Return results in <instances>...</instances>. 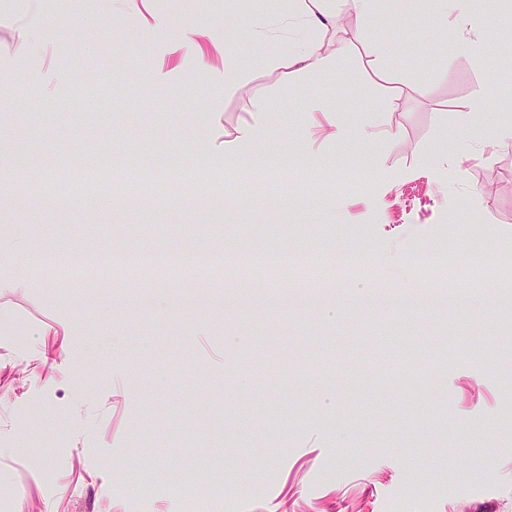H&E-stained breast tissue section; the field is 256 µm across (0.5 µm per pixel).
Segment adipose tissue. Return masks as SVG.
Returning a JSON list of instances; mask_svg holds the SVG:
<instances>
[{
  "label": "adipose tissue",
  "mask_w": 512,
  "mask_h": 512,
  "mask_svg": "<svg viewBox=\"0 0 512 512\" xmlns=\"http://www.w3.org/2000/svg\"><path fill=\"white\" fill-rule=\"evenodd\" d=\"M376 0H341L339 8H332L329 0H295L287 13L272 21L260 20L250 24L249 37L259 45L277 43L275 53L262 56L261 64L269 71L286 70L289 78L297 79L313 75H327L336 68V42L328 38V31L336 27L337 12H344L349 25H358L372 16ZM446 14L456 24V40L464 52H472L474 46L485 41V33L475 23L469 0H442ZM252 122L237 130L234 141L224 148L207 145L200 151L213 165L226 170L244 164L265 163L264 155L256 153L255 147L263 143L270 134L264 112V102H256Z\"/></svg>",
  "instance_id": "ef3b65f1"
}]
</instances>
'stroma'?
Here are the masks:
<instances>
[{
    "instance_id": "1",
    "label": "stroma",
    "mask_w": 512,
    "mask_h": 512,
    "mask_svg": "<svg viewBox=\"0 0 512 512\" xmlns=\"http://www.w3.org/2000/svg\"><path fill=\"white\" fill-rule=\"evenodd\" d=\"M290 0H0V136L35 159L0 200V235L60 253L32 265L38 287L0 288V497L10 512H512V266L484 259L428 272L432 254L489 241L512 254V97L490 89L512 67V0H471L489 39L462 54L439 0H379L335 73L285 79L260 67L247 20ZM227 39L225 62L171 55L184 29ZM156 31L140 38L146 25ZM391 46L373 62L375 42ZM249 70L225 90L223 68ZM488 103L470 125L475 94ZM322 98L348 137L311 141L308 100ZM264 99L274 164L258 192L248 166L224 171L198 151L233 139ZM383 122L358 136L372 115ZM459 156L438 174L430 156ZM162 174L105 205H61L39 175L102 158ZM218 195L221 209L176 202L164 178ZM272 252L305 259L296 283L349 298L402 285L398 304L305 315L219 306L138 308L73 299L94 290L71 266L97 254ZM365 276L317 273L327 256ZM467 295L443 300L444 286ZM113 289L159 296L202 288L127 268ZM414 361L405 377L406 359ZM206 462L209 474L183 481Z\"/></svg>"
}]
</instances>
